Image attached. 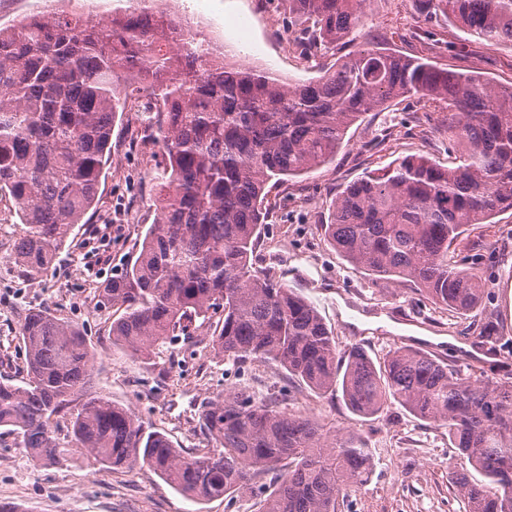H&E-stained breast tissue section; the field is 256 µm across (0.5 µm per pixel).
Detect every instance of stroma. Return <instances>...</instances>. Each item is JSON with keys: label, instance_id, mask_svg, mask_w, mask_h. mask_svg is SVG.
Here are the masks:
<instances>
[{"label": "stroma", "instance_id": "obj_1", "mask_svg": "<svg viewBox=\"0 0 512 512\" xmlns=\"http://www.w3.org/2000/svg\"><path fill=\"white\" fill-rule=\"evenodd\" d=\"M166 8L202 37L223 44L234 61L269 71L286 83L317 77L367 46L425 58L497 84L512 83L511 44L478 40L442 14L421 10L417 0H366L355 31L314 59L302 55L294 42L286 0H166ZM237 23L246 25L245 37L232 33ZM133 119L130 112L118 115L99 202L41 276H24L15 261L24 226L11 199L0 196V205L8 209L0 221V376L25 375L19 326L28 311L47 309L83 328L93 352L89 392L133 409L183 454L197 455L214 446L199 429L208 401L233 388L266 395L285 385L289 391L282 410L315 418L328 434L349 431L368 443L372 475L340 499L337 512H467L449 475L469 470V461L453 448L446 429L399 405H388L371 418L354 415L343 399L324 398L306 385L287 382L277 363L240 365L215 356L208 345L212 329L206 324L194 333L196 345L175 341L148 363L113 347L111 325L121 311L98 308L97 289L136 258L147 229L159 217L155 175L162 151L154 139L132 136ZM447 129L444 105L415 96L366 115L348 129L331 163L267 184L270 214L251 261L256 270L283 280L312 303L338 348L359 345L379 361L405 346L445 360L464 374L499 379L512 373V210L492 223L468 226L453 248L455 260L478 273L489 291L481 306L465 316L438 309L416 294L409 281L376 282L353 270L322 230L332 200L364 172L415 154L447 165L455 157ZM488 322L496 336L490 355L478 337ZM0 502L25 512L260 509L258 498L248 494L193 501L145 467L93 468L79 455L61 466H44L29 457L20 437L6 431L0 433Z\"/></svg>", "mask_w": 512, "mask_h": 512}]
</instances>
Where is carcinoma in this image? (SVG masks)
<instances>
[{"instance_id":"obj_1","label":"carcinoma","mask_w":512,"mask_h":512,"mask_svg":"<svg viewBox=\"0 0 512 512\" xmlns=\"http://www.w3.org/2000/svg\"><path fill=\"white\" fill-rule=\"evenodd\" d=\"M287 2L306 56L360 20L362 0ZM418 2L474 37L512 43V0ZM132 71L159 103L148 122L166 162L156 176L160 222L135 260L99 288L101 304L124 310L112 322V346L147 358L220 312L209 339L217 354L274 361L323 397L342 394L363 417L393 401L445 428L474 469L451 475L468 512H512V381L473 379L405 347L377 363L360 346L341 352L310 302L250 263L270 180L329 162L363 114L419 95L448 104L455 161L445 167L407 156L364 174L331 202L322 229L355 269L404 278L446 311L478 308L481 278L448 254L465 227L512 210V83L367 47L319 78L285 85L268 71L224 63L163 9L98 21L27 17L0 29V193L19 207L25 229L15 260L27 274L53 265L97 202L112 126L129 105L115 79ZM19 334L26 375L0 380V428L20 436L41 465L79 454L108 469L146 466L196 500L260 495L257 478L272 472L260 512H336L371 475L361 436L331 439L316 419L283 412L244 387L208 402L201 428L216 449L186 457L135 412L87 392L90 347L78 326L32 310ZM63 415L73 448L55 436Z\"/></svg>"}]
</instances>
